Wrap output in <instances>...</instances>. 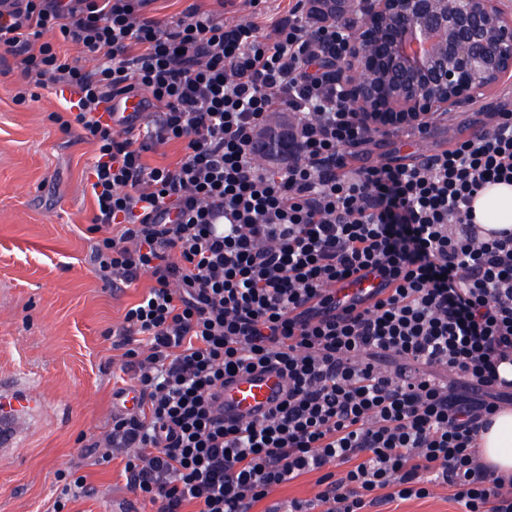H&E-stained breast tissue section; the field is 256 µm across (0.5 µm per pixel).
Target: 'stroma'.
Returning a JSON list of instances; mask_svg holds the SVG:
<instances>
[{
	"label": "stroma",
	"instance_id": "35a3bbf8",
	"mask_svg": "<svg viewBox=\"0 0 512 512\" xmlns=\"http://www.w3.org/2000/svg\"><path fill=\"white\" fill-rule=\"evenodd\" d=\"M17 74L0 75V384L36 404L24 432L0 455V512H50L58 470L76 466L92 492L69 512H112L128 498L120 461L93 465L81 436L106 430L121 387L120 353L105 332L136 303L145 282L116 291L89 263L93 198L86 180L94 147L62 133L50 119L62 97L13 100ZM512 95L494 89L481 106L437 122L424 141L384 135L365 146L374 163L389 154L427 155L477 133ZM369 512H462L445 486L425 499L395 501Z\"/></svg>",
	"mask_w": 512,
	"mask_h": 512
}]
</instances>
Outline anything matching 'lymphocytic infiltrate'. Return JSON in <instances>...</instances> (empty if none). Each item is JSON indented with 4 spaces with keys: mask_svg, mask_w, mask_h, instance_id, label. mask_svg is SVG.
Masks as SVG:
<instances>
[{
    "mask_svg": "<svg viewBox=\"0 0 512 512\" xmlns=\"http://www.w3.org/2000/svg\"><path fill=\"white\" fill-rule=\"evenodd\" d=\"M152 2L0 0L12 70L71 92L50 118L95 147L93 272L149 282L112 329L134 404L87 455L122 458L126 489L155 512H252L313 471L318 493L289 512H365L435 485L464 512H512V480L475 455L512 402L497 373L512 362V231L482 230L472 208L512 183V113L433 154L367 164L358 149L377 132L339 70L352 22L312 0L267 26L203 0L158 19ZM129 96L144 110L113 112ZM171 142L174 164L145 162ZM258 367L287 378L286 398L224 423L225 380Z\"/></svg>",
    "mask_w": 512,
    "mask_h": 512,
    "instance_id": "obj_1",
    "label": "lymphocytic infiltrate"
}]
</instances>
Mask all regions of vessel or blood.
I'll list each match as a JSON object with an SVG mask.
<instances>
[{
    "instance_id": "obj_1",
    "label": "vessel or blood",
    "mask_w": 512,
    "mask_h": 512,
    "mask_svg": "<svg viewBox=\"0 0 512 512\" xmlns=\"http://www.w3.org/2000/svg\"><path fill=\"white\" fill-rule=\"evenodd\" d=\"M287 383L273 371L243 373L224 387V419L231 422L260 416L281 400ZM23 421L19 408L0 414V446L11 447L20 434Z\"/></svg>"
}]
</instances>
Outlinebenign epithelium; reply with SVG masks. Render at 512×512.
I'll return each mask as SVG.
<instances>
[{"label":"benign epithelium","mask_w":512,"mask_h":512,"mask_svg":"<svg viewBox=\"0 0 512 512\" xmlns=\"http://www.w3.org/2000/svg\"><path fill=\"white\" fill-rule=\"evenodd\" d=\"M337 18L360 14L342 76L360 123L428 125L512 75L509 0H324Z\"/></svg>","instance_id":"1"}]
</instances>
